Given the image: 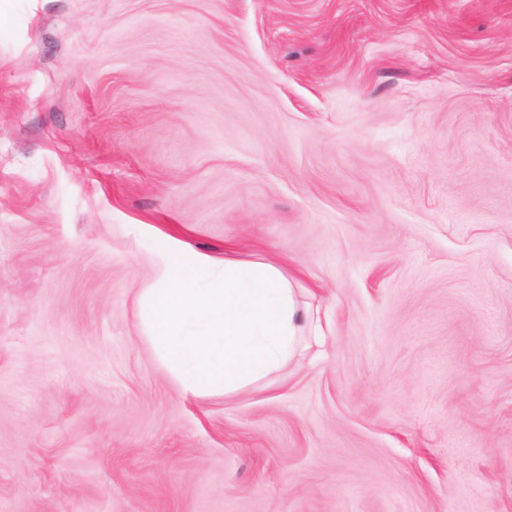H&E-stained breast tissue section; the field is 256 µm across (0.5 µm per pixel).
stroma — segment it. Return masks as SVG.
<instances>
[{
    "mask_svg": "<svg viewBox=\"0 0 512 512\" xmlns=\"http://www.w3.org/2000/svg\"><path fill=\"white\" fill-rule=\"evenodd\" d=\"M169 237L321 340L182 397ZM0 512H512V0H10Z\"/></svg>",
    "mask_w": 512,
    "mask_h": 512,
    "instance_id": "stroma-1",
    "label": "stroma"
}]
</instances>
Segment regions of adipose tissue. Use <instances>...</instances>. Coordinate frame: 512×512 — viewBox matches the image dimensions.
Wrapping results in <instances>:
<instances>
[{"label":"adipose tissue","mask_w":512,"mask_h":512,"mask_svg":"<svg viewBox=\"0 0 512 512\" xmlns=\"http://www.w3.org/2000/svg\"><path fill=\"white\" fill-rule=\"evenodd\" d=\"M154 357L183 396L247 389L293 360L310 313L277 263L217 260L166 242L138 301Z\"/></svg>","instance_id":"obj_1"}]
</instances>
